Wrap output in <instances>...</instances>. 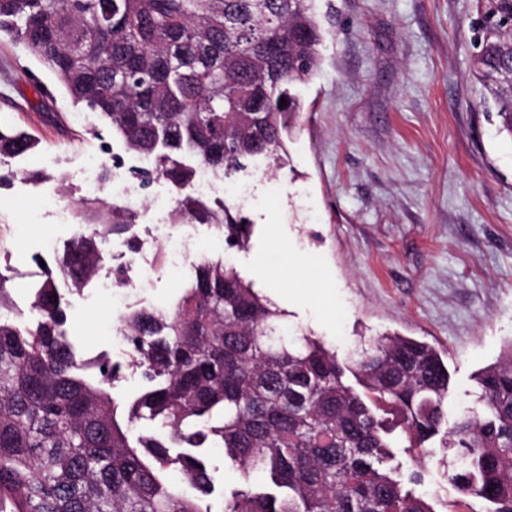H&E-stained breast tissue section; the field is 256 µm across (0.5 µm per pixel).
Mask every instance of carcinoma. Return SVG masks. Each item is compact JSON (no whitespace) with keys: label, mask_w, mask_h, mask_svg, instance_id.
<instances>
[{"label":"carcinoma","mask_w":512,"mask_h":512,"mask_svg":"<svg viewBox=\"0 0 512 512\" xmlns=\"http://www.w3.org/2000/svg\"><path fill=\"white\" fill-rule=\"evenodd\" d=\"M316 2L0 0V35L97 115L95 137L153 160L146 180L179 190L175 223L212 226L228 252L248 245L252 221L188 188L200 166L229 179L257 159L286 176L298 87L322 64ZM475 20L470 72L512 137V0H475ZM23 145L37 140L0 119V163ZM93 215L56 262L71 295L137 218L110 204ZM12 281L0 270V313ZM70 306L49 268L27 318L0 316V512H212L209 447L242 480L224 512H435L416 486L439 435L460 497L512 512V347L451 416L435 346L386 334L341 362L310 332L284 338L285 312L223 259L201 257L172 310L122 316L126 362L78 358ZM127 367L144 384L131 401L112 392ZM142 420L156 429L138 430ZM396 443L417 469L390 466ZM256 471L266 488L252 485Z\"/></svg>","instance_id":"carcinoma-1"}]
</instances>
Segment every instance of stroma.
<instances>
[{
  "label": "stroma",
  "mask_w": 512,
  "mask_h": 512,
  "mask_svg": "<svg viewBox=\"0 0 512 512\" xmlns=\"http://www.w3.org/2000/svg\"><path fill=\"white\" fill-rule=\"evenodd\" d=\"M474 0H317L322 65L301 88V128L280 191L264 165L252 185L248 247L233 264L257 288L283 285L289 329H306L338 358L362 339L397 333L448 356L449 411L470 405L476 373L512 347V138L470 78ZM0 115L34 135L12 160L43 178L0 188V268L32 266L33 240L58 223L42 211L84 155L102 150L95 116L74 107L22 44L0 39ZM28 236L13 234L15 225ZM189 278L163 265L137 305L166 308ZM120 314L88 302L66 326L83 359L112 353ZM422 472L436 512L457 500L442 459Z\"/></svg>",
  "instance_id": "1"
}]
</instances>
